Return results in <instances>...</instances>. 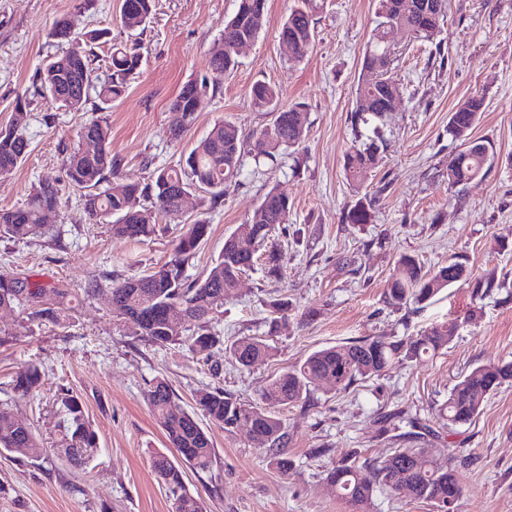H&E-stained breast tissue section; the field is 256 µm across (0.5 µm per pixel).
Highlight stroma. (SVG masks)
<instances>
[{
  "label": "stroma",
  "mask_w": 512,
  "mask_h": 512,
  "mask_svg": "<svg viewBox=\"0 0 512 512\" xmlns=\"http://www.w3.org/2000/svg\"><path fill=\"white\" fill-rule=\"evenodd\" d=\"M80 2L0 0V127L10 123L18 96L30 98L29 152L0 177V209L22 207L48 177L62 189L58 207L44 216L47 234L0 236V273L67 289L72 304L58 326L19 308L0 312V405L29 424L43 447L35 461L0 454V483L9 488L0 512H175L150 462L167 440L144 395L162 378L213 439L212 467L185 477L203 512H352L327 482L328 470L405 447L415 421L433 430L417 443L426 458L456 464L463 488L456 512H512V385L491 395L467 424L449 428L438 420L459 376L512 360V0H448L434 39L390 35L397 52L387 77L402 96L379 122V165L355 183L343 156L355 141L351 114L376 0H326L312 18L314 45L300 58L279 47L294 0H267L259 36L239 50L238 68L202 99L188 125L172 103L183 84L207 73L237 0H155L149 23L133 38L119 24L122 0H92L81 21L109 29V37L91 46L76 34L68 46L89 54L100 76L113 45L135 42L141 55L125 94L100 115L111 127L120 181L143 184L154 170L177 165L219 121L252 138L269 120L250 103L255 82L279 87L283 104L303 106L305 135L288 154L274 162L245 155L221 204L205 209L202 192H193L183 212L160 215L155 233L142 240L114 237L109 225L89 217L81 191L67 181L64 161L82 124L98 115L59 108L35 92L39 71L63 48L49 31ZM474 94L483 96L484 110L472 135L491 141L494 157L476 179L452 188L448 161L461 143L449 135L448 117ZM180 124L181 141H170V128ZM272 189L291 204L271 236L282 251L280 270L272 275L255 264L209 323L225 343L265 337L271 358L241 369L223 346L199 355L184 345L151 344L117 315L110 294L85 295L90 281L113 284L170 261L179 238L202 217L210 234L185 274L205 277L225 238ZM366 195L376 199L370 223H344ZM404 254L429 270L459 258L494 289L477 299L457 286L425 306L394 308L386 282ZM283 297L290 311L273 319L270 304ZM448 320L458 331L447 351L393 362L381 376L341 392L324 383L305 401L275 408L288 433V473L270 466L246 429L225 433L197 409L196 394L218 388L259 403L271 378L312 351L368 336L405 339ZM33 364L44 369V382L19 397L13 381ZM65 389L81 399L99 436L98 455L81 470L52 451Z\"/></svg>",
  "instance_id": "1"
}]
</instances>
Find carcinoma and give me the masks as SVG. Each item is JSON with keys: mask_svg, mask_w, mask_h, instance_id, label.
<instances>
[{"mask_svg": "<svg viewBox=\"0 0 512 512\" xmlns=\"http://www.w3.org/2000/svg\"><path fill=\"white\" fill-rule=\"evenodd\" d=\"M132 8L121 10L120 24L136 36L144 30L153 11V0H131ZM283 21L279 37L293 42L297 55L308 52L313 43L312 16L320 10L323 0H298ZM267 11V0H238L236 12L224 20V31L212 47L209 74L185 83L172 103V109L182 111L187 121L195 89L216 92L224 76L238 66L231 47L240 40L253 41L261 32ZM400 26L413 38L431 39L439 26L430 30L421 27L419 13L399 8V0H378L374 44L366 51L362 69L366 77L358 85L356 107L352 123L369 126L390 111L400 91L390 80L373 83L372 71L382 68L387 73L390 62L382 60L385 37L392 26ZM76 15L59 17L51 36L57 40L74 31ZM141 65V56L135 48H113L109 73L104 78L93 75L87 56H69L61 51L41 70L40 89L60 107L81 112L95 91L101 102L100 111H107L112 102L126 91L131 77ZM254 108L270 114L271 120L255 137L250 149H245L238 129L222 121L214 124L209 133L191 150L184 165L170 166L154 171L149 182L139 185L112 180L118 167L117 159L108 149L111 130L107 122L96 118L84 124L80 145L65 160L69 183L83 191L82 201L88 213L99 219L112 216L111 231L115 236L129 239L146 238L154 233L158 216L178 207L185 192L201 189L209 200L224 197V185L237 177L243 165L245 152L254 157L273 160L281 151L298 144L303 137V125L295 122L300 104L288 107L281 104L277 87L257 82L250 89ZM29 100L18 98L11 123L0 129V175L10 173L28 154L29 142L23 130L28 121ZM484 108V99L473 95L457 105L448 119V134L461 141V149L448 161V185L457 187L479 176L494 154L491 142L480 141L478 151L467 147L471 131ZM380 161L378 140L370 138L353 147L344 156V170L350 180H357ZM60 203L57 181L47 178L40 182L25 206L0 210V236L16 240L41 234L43 214ZM288 197L275 190L267 192L255 209L250 221L238 229L256 242L265 241L272 226L283 223L288 213ZM372 199L363 197L344 215L346 224H368L371 221ZM210 225L198 219L180 239L171 261L157 270L131 276L109 287L115 310L138 336L160 345H186L203 353L222 345L231 360L241 368H249L273 355V347L261 336L241 338L224 345L221 337L207 331L211 315L233 297L239 276L254 264V257L235 249L232 236L224 239V250L206 277L191 281L184 275L185 263L192 258L209 233ZM471 286L472 293L481 297L494 288L493 282L474 280L465 263L453 258L448 264L431 271L424 269L418 259L403 255L387 281L388 303L397 308L409 304L422 305L457 284ZM43 286L26 278L0 274V307L23 308L37 319L60 324L68 309V292L56 290L54 306H46ZM181 307L183 322L171 326L166 309ZM458 329L455 321L435 324L410 339L393 340L386 336H372L354 342L316 350L302 361L271 379L260 393L261 404L247 403L222 390L203 391L196 396L200 410L216 426L232 433L248 428L253 439L264 448L270 465L282 473L288 472L286 457L288 435L282 421L272 409L295 404L307 398L312 388L327 380L335 390H345L361 379L381 375L394 360H419L435 356L454 339ZM512 382V361L473 368L457 381L448 399L440 408V420L448 426L471 421L479 414L486 399L502 384ZM42 384V372L36 365L16 377L14 389L29 396ZM147 404L159 420L169 443V452L155 451L151 455L152 468L175 500V512H202L198 498L184 485L183 465L205 470L215 457L208 433L199 425L194 414L183 409L169 383L160 379L145 394ZM63 419L58 425L55 441L57 458L73 468H81L99 452L97 433L85 415L78 397L66 392L58 397ZM17 458L37 459L42 448L30 426L15 413L0 406V452ZM328 482L356 512L370 504L378 490L405 492L417 500L435 505L456 503L462 494L455 474L453 457H448V469L430 464L415 448H392L378 457L367 458L359 465L341 464L327 474Z\"/></svg>", "mask_w": 512, "mask_h": 512, "instance_id": "carcinoma-1", "label": "carcinoma"}]
</instances>
